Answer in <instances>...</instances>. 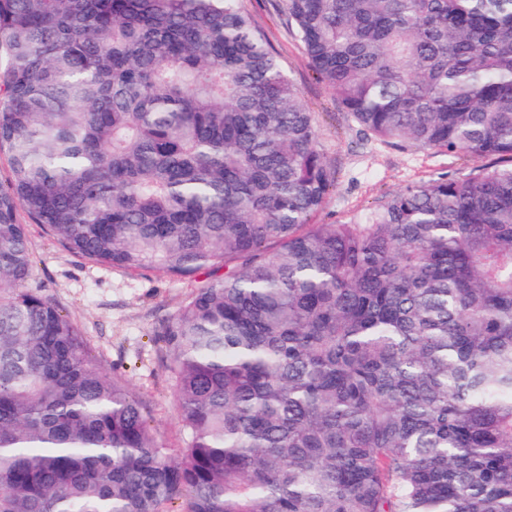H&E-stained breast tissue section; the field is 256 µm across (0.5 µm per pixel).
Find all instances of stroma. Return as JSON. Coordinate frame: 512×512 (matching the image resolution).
<instances>
[{"instance_id": "stroma-1", "label": "stroma", "mask_w": 512, "mask_h": 512, "mask_svg": "<svg viewBox=\"0 0 512 512\" xmlns=\"http://www.w3.org/2000/svg\"><path fill=\"white\" fill-rule=\"evenodd\" d=\"M314 113L319 147L336 168V185L313 218L338 224L364 214L412 182L442 176L464 179L482 161L443 151L399 147L369 135L350 119L308 64L282 0H240ZM34 258L27 288L47 296L77 323L95 361L126 381L145 405L166 450L183 445L180 412L165 369L164 324L206 274L186 280L150 269L130 273L92 263L66 250L38 224L28 227Z\"/></svg>"}]
</instances>
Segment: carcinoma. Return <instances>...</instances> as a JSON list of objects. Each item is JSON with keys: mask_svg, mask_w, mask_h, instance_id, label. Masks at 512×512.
Returning <instances> with one entry per match:
<instances>
[{"mask_svg": "<svg viewBox=\"0 0 512 512\" xmlns=\"http://www.w3.org/2000/svg\"><path fill=\"white\" fill-rule=\"evenodd\" d=\"M390 143L508 159L312 224L313 113L238 0H0V512H512V0H283ZM70 252L210 280L167 322L186 446L29 291Z\"/></svg>", "mask_w": 512, "mask_h": 512, "instance_id": "cac0c4a2", "label": "carcinoma"}]
</instances>
